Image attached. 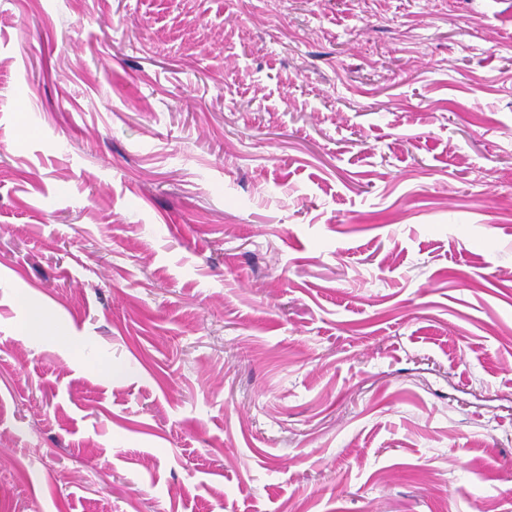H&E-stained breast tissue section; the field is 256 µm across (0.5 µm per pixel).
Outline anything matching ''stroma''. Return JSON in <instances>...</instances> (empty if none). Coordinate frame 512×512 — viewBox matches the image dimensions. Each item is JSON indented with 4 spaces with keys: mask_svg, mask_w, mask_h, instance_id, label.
<instances>
[{
    "mask_svg": "<svg viewBox=\"0 0 512 512\" xmlns=\"http://www.w3.org/2000/svg\"><path fill=\"white\" fill-rule=\"evenodd\" d=\"M0 512H512V0H0Z\"/></svg>",
    "mask_w": 512,
    "mask_h": 512,
    "instance_id": "stroma-1",
    "label": "stroma"
}]
</instances>
